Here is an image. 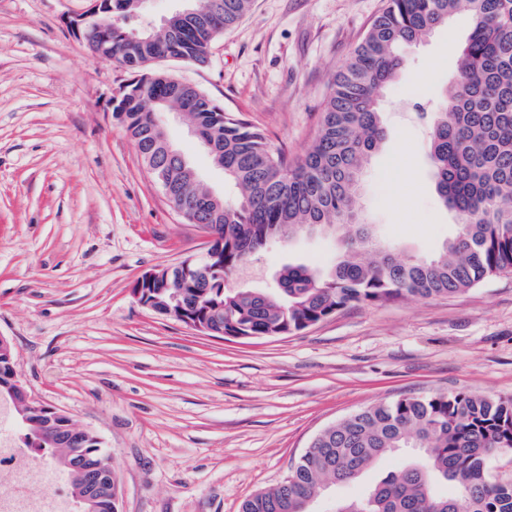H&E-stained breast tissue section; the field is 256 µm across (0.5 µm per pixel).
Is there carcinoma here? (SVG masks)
Returning <instances> with one entry per match:
<instances>
[{
    "label": "carcinoma",
    "instance_id": "1",
    "mask_svg": "<svg viewBox=\"0 0 512 512\" xmlns=\"http://www.w3.org/2000/svg\"><path fill=\"white\" fill-rule=\"evenodd\" d=\"M207 25L178 27L172 51L206 62L211 43L248 12L251 0H220ZM467 12L471 30L459 50L455 76L433 112H423L427 156L443 206L457 217L455 234L433 256L400 257L380 241L361 207L371 158L386 136L381 98L405 68L401 49L424 42L454 14ZM117 25L116 62H144L139 72L157 76L143 95L113 107V117L149 168L170 161L155 148L164 135L153 103L167 94L162 73L150 69L168 43L127 44ZM185 117L199 140L215 143L214 164L236 189L214 213L207 190L184 175L185 202L205 211L201 221L224 235L223 278L268 247L300 233L325 232L341 240L342 255L328 270L288 265L270 289L210 288L171 279L155 285L166 306L190 310L199 321L224 319V335L286 336L301 332L354 304H380L469 290L512 272V0H386L350 59L334 75L315 137L296 159L276 148L240 115L228 113L203 91L183 97ZM16 442L45 457L72 489L79 478L66 465L73 448L45 433L17 427ZM416 448L417 460L387 474L359 499L336 512H512V483L488 478L489 459L512 452V398L469 392L406 396L361 409L326 427L291 469L295 481L260 491L241 512H309L323 487L353 481L384 455ZM90 462H109L101 443H80ZM451 484L454 492L436 487Z\"/></svg>",
    "mask_w": 512,
    "mask_h": 512
}]
</instances>
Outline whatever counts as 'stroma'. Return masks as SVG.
<instances>
[{
  "instance_id": "stroma-1",
  "label": "stroma",
  "mask_w": 512,
  "mask_h": 512,
  "mask_svg": "<svg viewBox=\"0 0 512 512\" xmlns=\"http://www.w3.org/2000/svg\"><path fill=\"white\" fill-rule=\"evenodd\" d=\"M385 0H252L199 66L154 70L197 86L289 156L317 131L331 78ZM88 0H0V335L28 391L98 435L119 512H239L275 488L313 438L368 406L466 391L512 398V274L465 292L358 305L288 336H205L142 307L145 272L200 254L206 238L168 201L112 114L130 78L68 23ZM459 14L404 48L381 102L386 138L362 205L378 235L430 256L451 236L426 162L420 109L439 100L469 29ZM164 129L200 180L224 173L173 115ZM335 239L300 234L261 253L227 287L267 288L289 264L326 268ZM405 448L311 505L334 512L414 460Z\"/></svg>"
}]
</instances>
